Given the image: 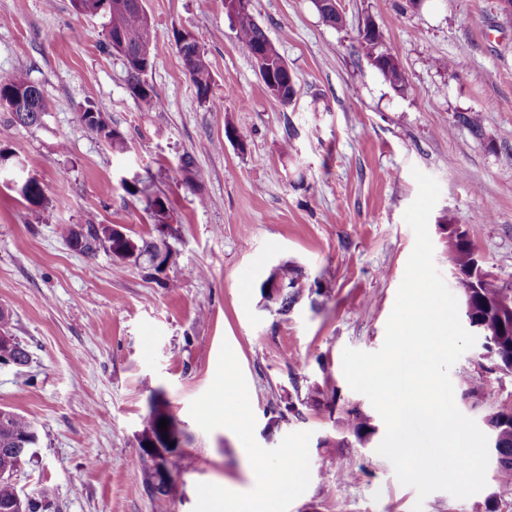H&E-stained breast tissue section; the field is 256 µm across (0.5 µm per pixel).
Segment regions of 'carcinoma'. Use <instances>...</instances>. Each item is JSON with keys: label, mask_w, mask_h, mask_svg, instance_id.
<instances>
[{"label": "carcinoma", "mask_w": 512, "mask_h": 512, "mask_svg": "<svg viewBox=\"0 0 512 512\" xmlns=\"http://www.w3.org/2000/svg\"><path fill=\"white\" fill-rule=\"evenodd\" d=\"M73 8L80 14L100 16L104 19L105 47L115 48V37L124 36L129 48L125 57L131 95L138 101L145 112H154L159 108V101L153 88L145 80L152 68L157 49L153 42L151 25L144 9L134 7L135 0H106L100 11L89 6L90 0H71ZM233 22L236 35L242 48L251 56L259 54L262 61L257 63L259 75L269 94H274L273 88L278 86L283 91L279 101L285 105L292 102L296 82L289 81V75L283 68L284 58L274 44L268 39L265 31L255 20L252 12V0L239 3ZM359 44L370 64L377 69L390 85L401 90L405 87V75L394 53L386 46L384 38L371 34L359 36ZM183 66L189 76L197 96L207 101L210 99L213 86V75L207 55L201 46L193 51L180 53ZM28 93L32 98L35 112H11V123L25 127L39 126L42 116L46 113V102L37 85L29 81L22 71L0 73V108L1 101L10 100L15 94ZM125 190L132 195H144L148 199V207L158 224L166 223L168 218V198L158 192H150L149 181L140 176H134L123 182ZM24 200L32 207H40L45 201V191L40 181L30 179ZM77 225L61 224L58 234L75 250L87 256L96 254L99 249L107 248L112 256L122 260L138 263L142 260L152 263V257L160 252L170 257L169 247L151 239H134L123 233L112 237H102L98 234V225H82L83 233L77 234ZM446 231L445 244L448 258L453 266L459 268L466 276L473 275L471 269L472 245L469 240L457 233L453 224L444 225ZM279 277L287 284L286 296L279 304L282 313H288V308L300 300L307 288L305 277L292 262H285L278 272ZM467 316L473 323L481 327L486 334L488 351L494 353L497 366L506 372H512V287L504 286L490 277L479 280V287L472 290ZM30 354L20 342H15L6 358H0V366L25 365L29 362ZM167 419V425L176 422L169 412L163 393L152 391L148 400V410L140 437V447L165 448L166 459L163 467L149 468L145 462H140L143 483L149 494L155 498L169 496L175 486L173 467L181 455L182 442L173 439L175 446L167 442V432L161 430L160 420ZM497 451L500 455V465L495 470L496 482L502 487L512 486V414L502 417L495 416ZM376 433V427L370 418L357 409H348L339 421V437L336 447L347 448L349 441L355 440L361 445H367ZM38 437L37 429L27 417L13 411H7L6 420L0 419V510L5 509L17 500L18 487L15 476L21 465L26 462L20 454L16 441L24 438Z\"/></svg>", "instance_id": "carcinoma-1"}]
</instances>
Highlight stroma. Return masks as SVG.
<instances>
[{
    "mask_svg": "<svg viewBox=\"0 0 512 512\" xmlns=\"http://www.w3.org/2000/svg\"><path fill=\"white\" fill-rule=\"evenodd\" d=\"M158 53L146 76L163 109L143 111L120 56L102 43L101 18L71 0H0V73L25 71L47 103L41 125H12L0 109V148L45 190L29 206L0 184V309L30 352L0 367V407L33 420L34 458L16 482L48 512H224V498L263 497L269 512H412L415 489L400 484L376 450L320 447L355 407L379 421L350 389L345 348L373 352L384 341L415 243L403 215L415 199L413 170L435 178L429 218L434 262L453 294L439 226L465 230L487 271L512 285V17L500 0H339L342 27L323 22L313 0H253L257 22L296 77L283 105L270 95L236 39L224 0H143ZM371 22L407 83L395 90L364 56L358 31ZM193 32L213 74L200 101L175 45ZM454 69H445V61ZM102 112L127 137L123 153L82 123ZM477 113L482 136L457 121ZM246 133L245 145L226 129ZM195 159L192 184L176 169ZM151 178L170 200L154 223L122 178ZM491 216L476 222L478 213ZM61 224H117L165 240L163 274L86 256L57 234ZM295 260L321 294L290 314L262 307L260 284ZM201 275H194V268ZM177 281L174 289L157 277ZM481 345L450 375L458 409L485 427L512 403V374L481 368ZM482 388L464 395V380ZM315 386L334 410L302 407L269 427L280 395ZM162 391L186 435L170 497L148 495L138 468L147 400ZM246 397L248 444L222 414ZM270 461L292 457L283 492L251 474L246 447ZM348 456L356 479L336 465ZM423 512H512V489L488 480L457 499L443 491Z\"/></svg>",
    "mask_w": 512,
    "mask_h": 512,
    "instance_id": "1",
    "label": "stroma"
}]
</instances>
